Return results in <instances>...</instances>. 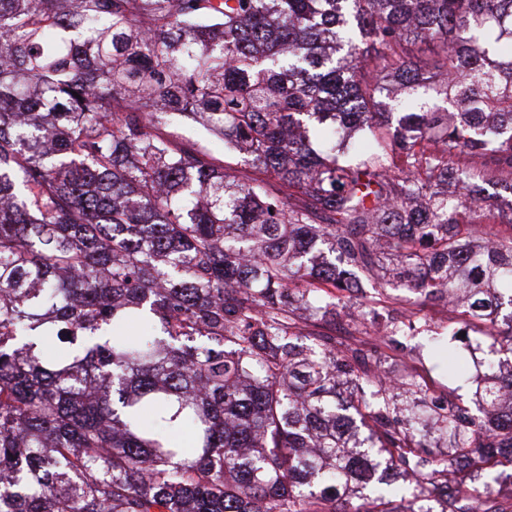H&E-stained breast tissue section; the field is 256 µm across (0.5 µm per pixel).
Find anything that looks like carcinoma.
<instances>
[{
	"instance_id": "carcinoma-1",
	"label": "carcinoma",
	"mask_w": 512,
	"mask_h": 512,
	"mask_svg": "<svg viewBox=\"0 0 512 512\" xmlns=\"http://www.w3.org/2000/svg\"><path fill=\"white\" fill-rule=\"evenodd\" d=\"M497 177L512 0H0V512H512L439 486L512 448ZM359 272L387 338L461 300L443 330L488 343L481 414L318 331ZM380 470L415 493L347 508ZM166 131L179 138H186L201 144L216 160H224V143L203 127L192 123L174 122ZM483 186L494 205L482 213L480 224H484L485 227L491 228L494 232L510 235L512 229L508 224L510 213L507 203L511 200V194L504 190V182L501 180H492L486 182Z\"/></svg>"
}]
</instances>
